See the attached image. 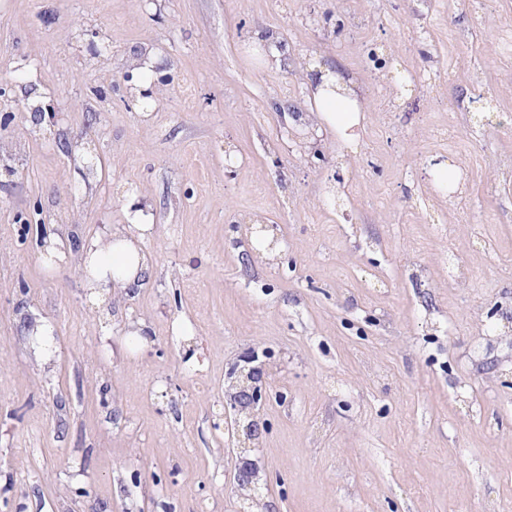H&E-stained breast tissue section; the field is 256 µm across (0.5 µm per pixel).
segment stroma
<instances>
[{
  "instance_id": "obj_1",
  "label": "stroma",
  "mask_w": 512,
  "mask_h": 512,
  "mask_svg": "<svg viewBox=\"0 0 512 512\" xmlns=\"http://www.w3.org/2000/svg\"><path fill=\"white\" fill-rule=\"evenodd\" d=\"M332 3L0 0V512H239L215 424L254 362L274 512H512V182L486 178L512 157V0H350L336 30L317 22ZM257 30L351 78L355 145L291 147L308 91ZM160 76L159 107L140 92ZM132 198L151 274L100 304L40 241L123 223ZM259 216L282 241L269 265Z\"/></svg>"
}]
</instances>
